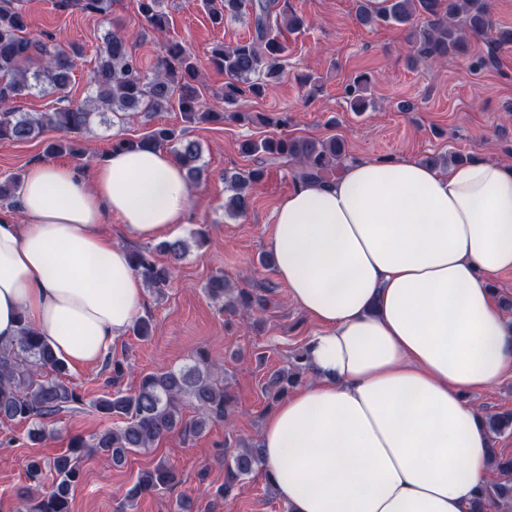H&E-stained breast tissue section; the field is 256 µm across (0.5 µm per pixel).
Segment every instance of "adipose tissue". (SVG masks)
I'll return each mask as SVG.
<instances>
[{
	"label": "adipose tissue",
	"mask_w": 512,
	"mask_h": 512,
	"mask_svg": "<svg viewBox=\"0 0 512 512\" xmlns=\"http://www.w3.org/2000/svg\"><path fill=\"white\" fill-rule=\"evenodd\" d=\"M194 194L160 149L31 165L18 215H0V344L27 323L67 363L100 361L144 296L101 225L115 216L151 239L184 223ZM267 249L318 326L310 382L260 436L261 473L288 512H470L489 441L465 396L512 372V315L490 286L512 271V162H348L279 201Z\"/></svg>",
	"instance_id": "obj_1"
}]
</instances>
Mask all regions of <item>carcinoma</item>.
<instances>
[{
	"instance_id": "carcinoma-1",
	"label": "carcinoma",
	"mask_w": 512,
	"mask_h": 512,
	"mask_svg": "<svg viewBox=\"0 0 512 512\" xmlns=\"http://www.w3.org/2000/svg\"><path fill=\"white\" fill-rule=\"evenodd\" d=\"M20 0H0V142H27L47 130L60 133L56 143L48 146L51 154L62 152V143L74 134L91 128L94 119L123 112H159L177 105L191 123H221L226 118L240 120L242 112L203 111L201 89L195 84L197 67L192 57L179 44L168 47L159 59L155 72L149 74L128 51L125 39L111 32L99 48L90 77L88 104H79L55 112H21L12 106L15 98L24 95L60 94L66 90L80 55L78 48L65 52L39 37L25 35L27 21ZM163 0H138L137 6L145 21L158 31L166 29L168 19L162 11ZM213 22L221 24L235 19L243 9L251 8L253 34L251 39L232 47L218 44L211 50L212 62L224 70V103L235 104L243 97L261 96L268 84L282 74L281 58L285 45L273 30L274 0H206ZM356 19L364 26L397 25L409 30L413 57L417 60H442L464 56L470 40L480 38L486 53L476 64L487 66L496 61L498 50L512 46V28L492 20L489 0H386L379 11L371 0H356ZM369 78L356 76L345 87V94L354 112L369 106L366 97ZM171 145L191 179L202 175L201 151L198 143L175 128L158 127L138 141L115 138L112 148ZM242 152L248 155L265 153L282 159H294L301 166L297 180H324L335 176L345 159L341 139L320 140L310 137H268L246 141ZM261 169L233 173L224 177L232 191L225 203L232 217L244 215L250 205V185L260 181ZM206 238L202 229L192 240L163 241L156 249L138 248L130 252L135 272L144 286L161 298L170 286L173 266L190 252V243L200 246ZM166 253L169 264H161L154 251ZM206 292L215 301L224 302V310L235 313L241 309L263 311L268 300L253 291L237 288L224 275L212 276ZM306 351H296L288 368L273 371L263 384V392L275 400L288 394L306 375ZM231 397L224 382L214 379L205 352L199 351L193 364L177 370L149 373L140 377L131 392L116 391L95 400L94 410L106 418L118 416L121 424L106 428L88 442L81 437L72 440L70 448L49 459H32L29 477L40 481L51 476V486L44 492L26 487L19 494L24 501L39 499L38 512H71V490L81 476V466L89 457H101L121 465L135 452L148 451L160 439L173 433L189 440L210 424L226 419ZM83 402L76 385L67 379V364L36 331L22 328L17 340L0 346V420L28 423V438L43 442L52 434L50 420L61 412ZM192 406L196 415L186 420L182 411ZM486 426L493 436L512 432V412L487 417ZM262 464L260 445L239 442L224 458V485L215 496L226 499L241 487V482ZM491 464L499 473L497 481L484 485L474 501L471 512H485L488 504L512 507V457L504 458L491 451ZM177 470L161 459L152 470L142 473L128 490L126 500L132 501L177 483Z\"/></svg>"
}]
</instances>
